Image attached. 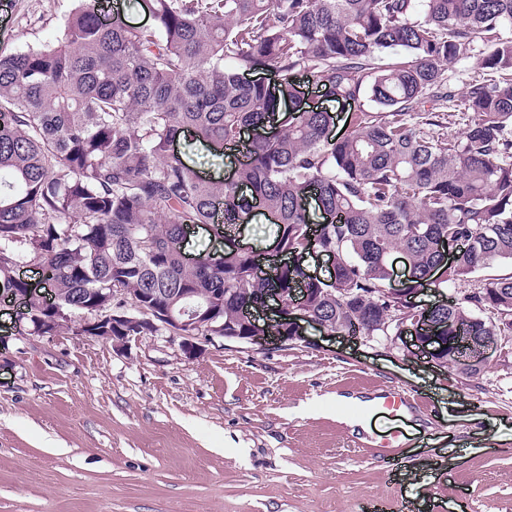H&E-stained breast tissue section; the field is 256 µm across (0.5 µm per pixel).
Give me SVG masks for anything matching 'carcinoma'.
<instances>
[{"mask_svg":"<svg viewBox=\"0 0 512 512\" xmlns=\"http://www.w3.org/2000/svg\"><path fill=\"white\" fill-rule=\"evenodd\" d=\"M142 3L150 26L104 24L75 0L54 43L0 55L1 294L29 287L18 270L34 266L75 332L102 336L79 323L85 300L132 314L127 295L192 288L224 335L250 336L241 306L303 283L312 317L381 337L411 322L382 299L392 254L416 294L512 265V0ZM472 57L482 74L458 99L447 67ZM260 72L277 92L246 80ZM302 73L356 106L349 133L331 139L330 112L295 106ZM280 115L231 178L173 151L186 139L222 159ZM258 209L282 255L268 273L251 252L191 265L170 246L194 226L230 236ZM443 238L470 243L452 266ZM312 252L334 254L336 282L307 276ZM435 317L442 336L512 333V273Z\"/></svg>","mask_w":512,"mask_h":512,"instance_id":"carcinoma-1","label":"carcinoma"}]
</instances>
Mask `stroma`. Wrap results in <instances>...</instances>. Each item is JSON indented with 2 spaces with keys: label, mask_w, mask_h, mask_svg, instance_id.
<instances>
[{
  "label": "stroma",
  "mask_w": 512,
  "mask_h": 512,
  "mask_svg": "<svg viewBox=\"0 0 512 512\" xmlns=\"http://www.w3.org/2000/svg\"><path fill=\"white\" fill-rule=\"evenodd\" d=\"M73 5L0 0V52L54 41ZM22 311L0 298V512H512V334L468 378L311 324L189 360L165 331L116 349ZM389 390L416 408L350 425V398ZM392 430L410 445L381 457Z\"/></svg>",
  "instance_id": "35a3bbf8"
}]
</instances>
